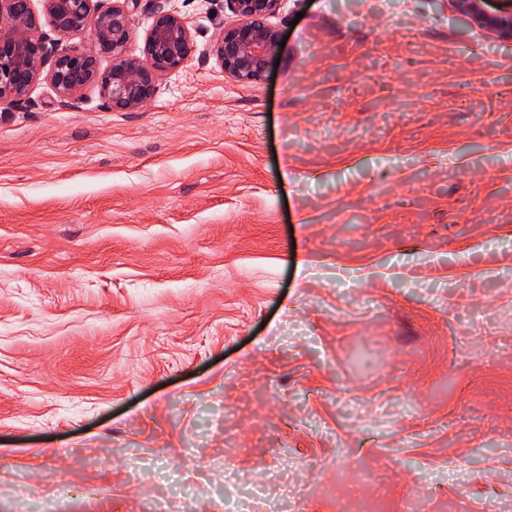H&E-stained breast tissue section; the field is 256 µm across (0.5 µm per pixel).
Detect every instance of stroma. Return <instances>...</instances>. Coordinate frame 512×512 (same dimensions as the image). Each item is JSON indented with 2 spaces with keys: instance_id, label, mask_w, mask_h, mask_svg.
I'll use <instances>...</instances> for the list:
<instances>
[{
  "instance_id": "1",
  "label": "stroma",
  "mask_w": 512,
  "mask_h": 512,
  "mask_svg": "<svg viewBox=\"0 0 512 512\" xmlns=\"http://www.w3.org/2000/svg\"><path fill=\"white\" fill-rule=\"evenodd\" d=\"M165 4L139 111L0 104V512H512V41L280 0L243 83Z\"/></svg>"
}]
</instances>
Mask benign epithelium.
<instances>
[{"label": "benign epithelium", "instance_id": "7a95c632", "mask_svg": "<svg viewBox=\"0 0 512 512\" xmlns=\"http://www.w3.org/2000/svg\"><path fill=\"white\" fill-rule=\"evenodd\" d=\"M0 0V100L23 101L43 72L63 100L95 84L105 104L135 112L153 97L159 78L180 69L194 44L188 23L175 9L155 12L138 56H129L125 46L132 38L134 13L139 0H115L102 9L97 0ZM237 17L222 29L213 53L224 72L238 81L258 82L280 51L281 34L268 23L279 0H228ZM460 11L479 15L485 29L499 38L512 40V9L491 13L480 0H450ZM93 29H88L91 13ZM46 17L62 38L86 40L81 47L58 48V43L38 33L40 18ZM112 59L106 70L102 58Z\"/></svg>", "mask_w": 512, "mask_h": 512}]
</instances>
